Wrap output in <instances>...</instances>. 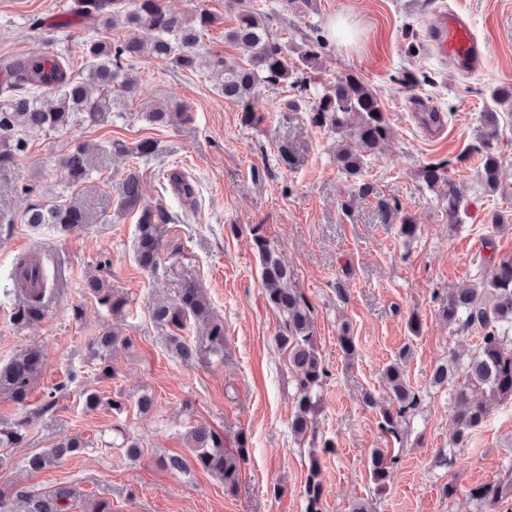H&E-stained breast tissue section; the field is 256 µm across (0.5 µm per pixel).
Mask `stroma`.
<instances>
[{
	"label": "stroma",
	"mask_w": 512,
	"mask_h": 512,
	"mask_svg": "<svg viewBox=\"0 0 512 512\" xmlns=\"http://www.w3.org/2000/svg\"><path fill=\"white\" fill-rule=\"evenodd\" d=\"M270 17L274 34L291 47L305 38L321 42L326 81L352 74L379 95L394 129L393 137L370 155L359 178L336 167L340 139L314 124L307 105L287 109V90L259 89L251 99L260 123L242 121L240 107L225 101L212 78L191 75L145 56L130 74L146 89L130 99L122 116L107 125H80L61 136L39 137L26 156L0 172V364L30 346L39 347L45 366L31 386L29 402L40 405L55 393L53 413L33 420L28 440L13 449L12 464L0 470V486L21 487L26 497L10 498L7 512H30L35 497L67 487L72 512H90L107 500L112 512H304L308 445L297 443L289 422L293 384L275 343L277 318L265 300L254 235L268 238L293 267L295 286L309 303L318 351L329 372L322 389L320 435L336 451L321 457L322 512H351L355 502L372 512H512V497L480 505L471 489L497 482L512 463V403L490 411L482 428L463 448H454L449 387L431 383L434 368L450 355L468 357L480 342L475 331L457 332L439 314L436 298L448 289L474 284L490 255L512 254V193L490 194L478 180L480 158L468 150L479 117L490 105L489 88L512 87V0H252ZM170 9L209 10L219 24L205 32L204 47L228 62H243L225 31L236 23V0H167ZM74 0H0V58L62 49L73 73L86 65L84 19L67 28L57 17L69 14ZM464 14L486 46L483 67L464 74L436 56L424 34L442 6ZM342 23L347 39L332 38ZM418 82L407 88L403 71ZM183 105L190 121L156 127L139 114L152 103ZM442 117L426 126L425 113ZM155 140L157 150L141 163L142 201L168 204L173 197L167 173L190 176L199 206L162 227L161 268L142 270L133 255L134 212L119 209L118 182L132 157L95 154L100 180L82 201L93 216L87 226L66 234L37 233L21 224L25 203L12 188L36 182L54 194L55 161L77 141L121 140L135 146ZM451 162L468 217L453 226L434 192L417 181L428 163ZM502 212L505 224L489 222ZM419 231L405 239L401 216ZM41 247L60 281L38 322L16 320L19 300L10 294L18 248ZM107 278L130 300L124 320L113 319L91 298L87 277ZM200 288L215 317L224 322V358L186 365L168 349L169 328L153 318L157 303L176 299L186 283ZM85 310L82 322L73 306ZM418 316L420 333L408 319ZM121 337L109 354L115 369L97 375L90 343L108 329ZM349 330L356 345L345 357L337 342ZM410 355L405 379L420 402L391 438L379 427L380 410L391 403L383 370L402 347ZM83 373L84 385L66 382ZM88 387L103 397H121L122 415L108 407L83 409L79 392ZM151 394L154 410L140 414L136 401ZM206 425L224 434L229 452L245 447L246 458L234 489L198 469L172 472L161 458L190 459L184 434ZM121 427L139 441L142 454L130 459L112 446V429ZM80 435L84 453L32 472L28 455ZM390 449L398 463L388 490L375 494L368 475L373 449ZM453 450L452 468L440 467L439 451ZM454 483L453 497L441 492Z\"/></svg>",
	"instance_id": "obj_1"
}]
</instances>
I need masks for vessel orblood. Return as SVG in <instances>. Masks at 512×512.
I'll return each instance as SVG.
<instances>
[{
	"mask_svg": "<svg viewBox=\"0 0 512 512\" xmlns=\"http://www.w3.org/2000/svg\"><path fill=\"white\" fill-rule=\"evenodd\" d=\"M427 35L438 54L453 60L459 69L473 71L481 67L486 48L475 40L468 23L459 15L440 12Z\"/></svg>",
	"mask_w": 512,
	"mask_h": 512,
	"instance_id": "vessel-or-blood-1",
	"label": "vessel or blood"
}]
</instances>
